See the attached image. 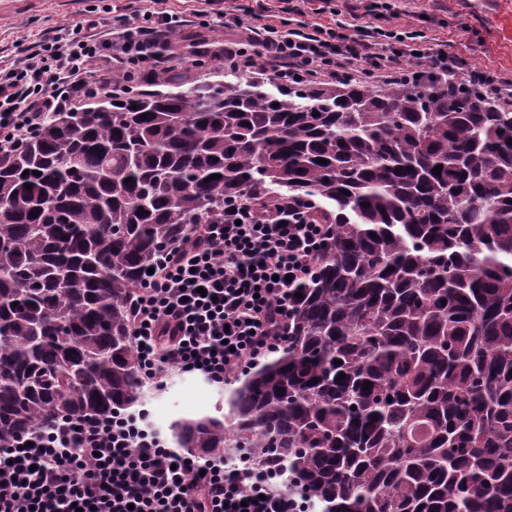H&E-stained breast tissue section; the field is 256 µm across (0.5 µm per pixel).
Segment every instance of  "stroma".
Segmentation results:
<instances>
[{"label":"stroma","instance_id":"stroma-1","mask_svg":"<svg viewBox=\"0 0 512 512\" xmlns=\"http://www.w3.org/2000/svg\"><path fill=\"white\" fill-rule=\"evenodd\" d=\"M199 0H158L154 11L176 13L187 18L174 40L224 37L221 20L210 27L192 24ZM141 0H0V62L20 57L22 49L45 37L62 33L82 23L89 13L104 19L124 14L137 17ZM335 14L305 11L306 24L339 25L344 34H359L361 26L405 28L421 32L428 46L446 44L461 75L481 70L512 71V0H390L381 15L365 14L359 0H335ZM229 387L209 383L198 374L173 373L163 390L145 389L140 403L147 421L169 447H176L173 424L182 418H223L228 413Z\"/></svg>","mask_w":512,"mask_h":512}]
</instances>
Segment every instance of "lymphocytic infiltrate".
Wrapping results in <instances>:
<instances>
[{"label":"lymphocytic infiltrate","mask_w":512,"mask_h":512,"mask_svg":"<svg viewBox=\"0 0 512 512\" xmlns=\"http://www.w3.org/2000/svg\"><path fill=\"white\" fill-rule=\"evenodd\" d=\"M90 18L64 35L0 67V152L19 149L52 112L97 97L111 70L133 64L144 76L177 69L183 54L169 35L184 21L154 12L125 24L114 16L111 40ZM224 21V63L247 70L263 62L284 85L341 81L361 63L392 83L407 78V59L421 56L430 72L450 71L447 45L422 47L418 34L373 28L350 36L320 25L284 29L275 23ZM104 58L105 68L89 65ZM329 225L304 219L301 200L259 197L224 203L220 224H196L157 260L130 299L131 335L143 383L163 388L172 372L230 382L288 338L280 328L292 290L315 273ZM0 512H302L282 490L275 468L245 456L198 462L166 447L140 412L107 418H60L0 448Z\"/></svg>","instance_id":"1"}]
</instances>
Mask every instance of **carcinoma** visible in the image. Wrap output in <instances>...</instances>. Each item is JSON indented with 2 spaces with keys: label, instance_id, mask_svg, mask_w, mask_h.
<instances>
[{
  "label": "carcinoma",
  "instance_id": "cac0c4a2",
  "mask_svg": "<svg viewBox=\"0 0 512 512\" xmlns=\"http://www.w3.org/2000/svg\"><path fill=\"white\" fill-rule=\"evenodd\" d=\"M149 84L0 154V448L141 400L128 300L188 225L305 198L332 231L288 346L179 444L243 440L307 512H512V106L459 76Z\"/></svg>",
  "mask_w": 512,
  "mask_h": 512
}]
</instances>
